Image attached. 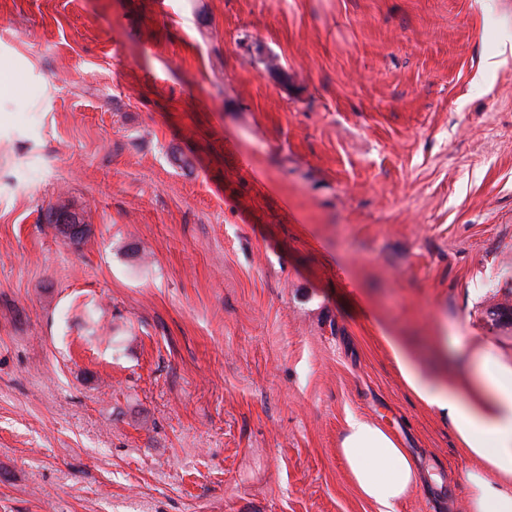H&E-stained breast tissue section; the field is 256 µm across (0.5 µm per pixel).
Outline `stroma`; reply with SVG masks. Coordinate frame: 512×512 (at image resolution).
Returning <instances> with one entry per match:
<instances>
[{"label":"stroma","instance_id":"stroma-1","mask_svg":"<svg viewBox=\"0 0 512 512\" xmlns=\"http://www.w3.org/2000/svg\"><path fill=\"white\" fill-rule=\"evenodd\" d=\"M0 82V512H375L350 413L464 512L381 334L512 365V0H0Z\"/></svg>","mask_w":512,"mask_h":512}]
</instances>
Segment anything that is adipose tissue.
<instances>
[{
    "label": "adipose tissue",
    "mask_w": 512,
    "mask_h": 512,
    "mask_svg": "<svg viewBox=\"0 0 512 512\" xmlns=\"http://www.w3.org/2000/svg\"><path fill=\"white\" fill-rule=\"evenodd\" d=\"M411 395L447 419L462 451L473 462L464 474L465 512H512V366L481 348L463 372H448V357L426 365L399 337L383 334ZM340 455L358 493L377 512H397L420 483L414 458L386 428L348 415Z\"/></svg>",
    "instance_id": "ef3b65f1"
}]
</instances>
